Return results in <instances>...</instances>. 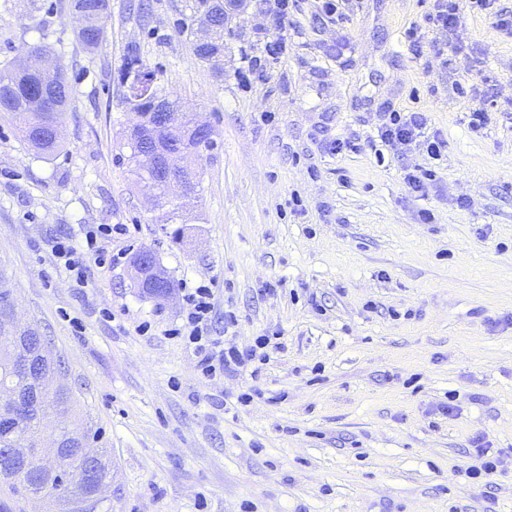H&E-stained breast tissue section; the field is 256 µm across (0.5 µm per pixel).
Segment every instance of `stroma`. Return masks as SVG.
I'll use <instances>...</instances> for the list:
<instances>
[{
	"label": "stroma",
	"instance_id": "35a3bbf8",
	"mask_svg": "<svg viewBox=\"0 0 512 512\" xmlns=\"http://www.w3.org/2000/svg\"><path fill=\"white\" fill-rule=\"evenodd\" d=\"M187 3L110 0L90 52L72 0H0V68L42 44L71 86L51 158L0 114V270L65 362L69 423L108 451L111 512H512V38L467 0L452 35L429 28L430 0H346L342 25L298 0L287 58L245 86L239 69L277 27L251 0L218 63L202 61ZM134 66L214 130L178 226L129 173ZM391 106L427 114L441 159L377 156ZM338 138L360 152L333 155ZM414 165L437 172L426 196L404 180ZM102 224L124 227L103 242L117 260L76 284L53 245ZM143 247L172 300L132 288L126 258ZM199 282L212 335L241 350L270 337L259 371L205 377L168 336ZM478 444L506 452L490 486L465 474Z\"/></svg>",
	"mask_w": 512,
	"mask_h": 512
}]
</instances>
